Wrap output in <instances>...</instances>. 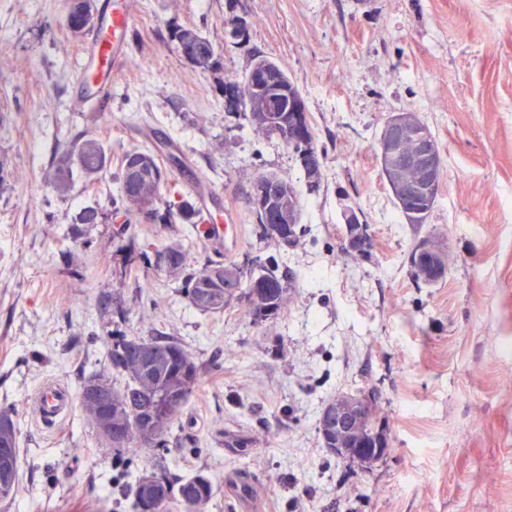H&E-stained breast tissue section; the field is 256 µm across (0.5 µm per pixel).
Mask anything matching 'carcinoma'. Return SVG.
Returning a JSON list of instances; mask_svg holds the SVG:
<instances>
[{
	"mask_svg": "<svg viewBox=\"0 0 512 512\" xmlns=\"http://www.w3.org/2000/svg\"><path fill=\"white\" fill-rule=\"evenodd\" d=\"M67 25L82 24L86 32L92 25L84 23L79 13L78 0H67ZM177 50L189 52V63L207 69L214 54L212 43L193 28H180L175 33ZM224 93L237 96L235 110L246 115L253 129L263 135H273L267 123V97L262 92H252L238 82L224 84ZM307 133L306 146L291 139H284L287 149L296 154L303 170L309 191H316L322 180L323 154L314 144L312 126L308 117H303ZM146 161L143 174L131 186L127 185L126 162L130 154L121 160L118 180L120 201L112 202L113 212L126 216L120 225L126 234L137 223L139 215L149 209L158 217L154 203L160 196L167 171L156 162L148 150H135ZM108 164L107 152L95 138L74 140L59 158L52 172L46 175V185L59 196L70 190V173L78 168L86 180L96 181ZM186 224H196L197 212L184 200L177 211H168ZM296 224H257L259 235L275 244L285 241L294 244L297 237ZM141 257L166 267L170 273L182 278V292L190 304L201 312H220L234 301H244L253 321L261 323L276 320L288 303V283L279 274L277 267L257 264L245 272L235 264L226 265L210 258L199 263L198 253L181 242L143 252ZM221 266L224 280L237 282L238 293L218 287L212 279L213 270ZM217 365H203L186 350L181 343L163 336H112V348L108 355V366L84 377L79 385L78 405L84 418L96 433V437L112 450V457L124 459L165 448L178 439L177 431L185 408L189 404L195 387L203 376ZM123 379L116 385L117 379ZM119 434L112 439L107 429ZM19 437L16 424H0V507L5 509L12 501L19 475ZM214 485L210 477L199 472L182 479L168 470L163 458L155 459L143 466L132 484L130 512H143L145 500L153 501V512H170L175 505L177 512H207L213 497Z\"/></svg>",
	"mask_w": 512,
	"mask_h": 512,
	"instance_id": "obj_1",
	"label": "carcinoma"
}]
</instances>
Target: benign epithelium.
Wrapping results in <instances>:
<instances>
[{"label":"benign epithelium","mask_w":512,"mask_h":512,"mask_svg":"<svg viewBox=\"0 0 512 512\" xmlns=\"http://www.w3.org/2000/svg\"><path fill=\"white\" fill-rule=\"evenodd\" d=\"M244 84L251 90L263 91L270 95L274 103L271 111L276 113L274 133H279L284 125L279 112L291 113L290 123L294 129L301 127V98L292 94L284 97L280 78L269 65L252 63L245 74ZM420 118L414 112H393L386 122L377 141V155L382 172L391 178L389 187L399 205L414 206L433 201V193L439 185L443 162L436 142L425 136L414 137L410 151H405L402 142L406 134L416 131ZM282 177L267 175L252 189L251 205L264 224H298L300 213L293 208L283 209L272 206L274 190L281 189ZM369 235L364 225L355 221L353 214L345 215V242L355 252L368 248ZM416 260L428 264L425 273L433 275L441 272L447 264V250L433 238L424 240L416 249ZM374 394L338 395L336 407L329 410L328 424L336 428V451L356 463H366L383 454L382 448H368L362 442L341 443V435L367 417L371 411Z\"/></svg>","instance_id":"7a95c632"}]
</instances>
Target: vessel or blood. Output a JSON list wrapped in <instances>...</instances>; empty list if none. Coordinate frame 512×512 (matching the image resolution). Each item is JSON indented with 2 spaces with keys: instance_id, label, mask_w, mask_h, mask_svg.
<instances>
[{
  "instance_id": "b4317fda",
  "label": "vessel or blood",
  "mask_w": 512,
  "mask_h": 512,
  "mask_svg": "<svg viewBox=\"0 0 512 512\" xmlns=\"http://www.w3.org/2000/svg\"><path fill=\"white\" fill-rule=\"evenodd\" d=\"M138 9L136 0H126L123 11L113 14L104 30L97 32L85 48L82 74L94 71L98 64H120L126 54L132 34V20ZM206 244H223L225 251H232L239 242L238 227L234 224H204L200 227ZM35 410L44 423L57 421L73 407L67 390L55 383L45 384L35 397Z\"/></svg>"
}]
</instances>
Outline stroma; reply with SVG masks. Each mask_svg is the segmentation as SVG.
<instances>
[{
	"label": "stroma",
	"instance_id": "35a3bbf8",
	"mask_svg": "<svg viewBox=\"0 0 512 512\" xmlns=\"http://www.w3.org/2000/svg\"><path fill=\"white\" fill-rule=\"evenodd\" d=\"M66 0H0V409L19 429L20 472L8 512H121L132 484L80 410L42 425L36 389L77 391L105 362L111 333L181 341L217 362L193 394L192 422L164 455L171 471H205L208 512H512V0H140L121 68L82 91L84 36ZM245 20L235 42L226 24ZM192 27L212 66L184 60L173 39ZM281 65L305 100L324 155L309 193L291 152L226 111L224 85L254 55ZM394 112L429 126L443 159L434 210L398 218L376 144ZM103 142L98 181L73 173L66 196L45 177L69 143ZM179 154L162 201L208 208L238 224L224 263L252 259L289 277L284 313L257 324L245 304L204 313L143 241L190 242L183 221L120 234L111 216L125 152ZM274 171L300 192L295 247L253 234L251 181ZM96 208L97 223H79ZM372 247H344L345 216ZM446 240L448 269L428 284L409 256ZM120 298L124 320L102 314ZM374 390L390 453L362 471L328 454L317 432L336 393ZM247 414H240V405Z\"/></svg>",
	"mask_w": 512,
	"mask_h": 512
}]
</instances>
